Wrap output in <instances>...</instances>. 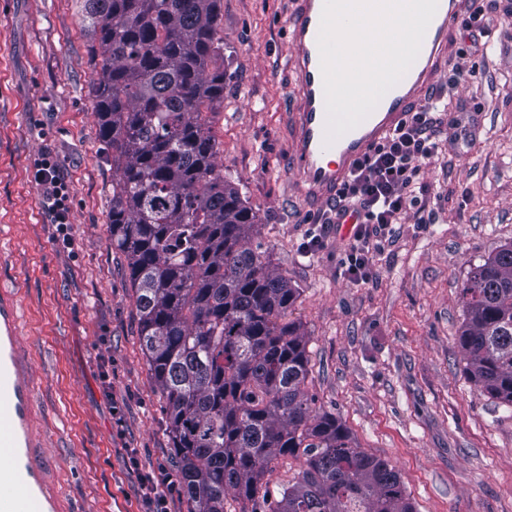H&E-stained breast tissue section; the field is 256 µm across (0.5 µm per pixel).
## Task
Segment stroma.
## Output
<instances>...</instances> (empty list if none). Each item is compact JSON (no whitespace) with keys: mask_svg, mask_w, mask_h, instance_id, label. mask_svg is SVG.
Listing matches in <instances>:
<instances>
[{"mask_svg":"<svg viewBox=\"0 0 512 512\" xmlns=\"http://www.w3.org/2000/svg\"><path fill=\"white\" fill-rule=\"evenodd\" d=\"M292 0H223L224 102L212 119L226 180L261 219L298 290L305 391L354 447L388 461L416 512H512V407L465 373L459 289L512 244V14L489 16L475 77L447 94L465 138L421 173L420 213L374 252L376 279L337 269L350 236L313 228L290 168ZM81 0H0V289L19 292L52 429V476L73 512H144L139 474L175 472L164 399L141 348L123 256L110 245L112 159L98 140ZM69 190L70 244L34 183L44 151Z\"/></svg>","mask_w":512,"mask_h":512,"instance_id":"1","label":"stroma"}]
</instances>
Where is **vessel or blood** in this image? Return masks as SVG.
<instances>
[{
    "label": "vessel or blood",
    "instance_id": "b4317fda",
    "mask_svg": "<svg viewBox=\"0 0 512 512\" xmlns=\"http://www.w3.org/2000/svg\"><path fill=\"white\" fill-rule=\"evenodd\" d=\"M324 0H292L288 15L290 68L296 106L289 116L290 161L305 212L332 203L356 163L370 154L423 104L448 67V34L463 0H438L419 54L400 80L357 127L325 141L326 108L317 37ZM15 290H0V512H69L70 505L43 459L50 432L37 404L34 357L22 342Z\"/></svg>",
    "mask_w": 512,
    "mask_h": 512
}]
</instances>
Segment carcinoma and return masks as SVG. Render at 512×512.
Wrapping results in <instances>:
<instances>
[{
	"label": "carcinoma",
	"instance_id": "carcinoma-1",
	"mask_svg": "<svg viewBox=\"0 0 512 512\" xmlns=\"http://www.w3.org/2000/svg\"><path fill=\"white\" fill-rule=\"evenodd\" d=\"M221 0H84L98 137L112 156V248L126 261L142 350L165 400L190 512L231 494L263 512H414L398 472L352 446L305 392L297 300L257 242L258 219L218 165ZM465 371L512 407V244L460 288ZM302 454L294 483L261 477Z\"/></svg>",
	"mask_w": 512,
	"mask_h": 512
}]
</instances>
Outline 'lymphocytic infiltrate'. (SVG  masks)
Listing matches in <instances>:
<instances>
[{"instance_id": "1", "label": "lymphocytic infiltrate", "mask_w": 512, "mask_h": 512, "mask_svg": "<svg viewBox=\"0 0 512 512\" xmlns=\"http://www.w3.org/2000/svg\"><path fill=\"white\" fill-rule=\"evenodd\" d=\"M448 105L443 98H431L410 112L407 119L370 155L359 161L338 191L332 206L317 214L320 225L342 224L357 215L340 277L356 286L373 282L376 270L371 256L389 242L396 224L421 204L417 185L424 166L439 158V133ZM34 181L55 224L69 222V191L61 181L52 157L41 160Z\"/></svg>"}]
</instances>
